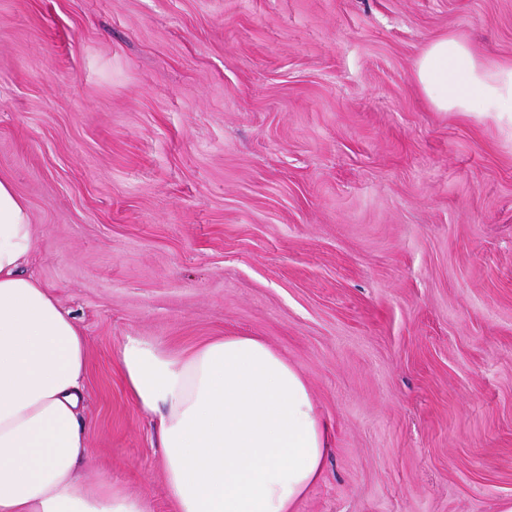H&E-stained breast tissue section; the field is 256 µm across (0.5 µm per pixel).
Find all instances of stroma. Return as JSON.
Masks as SVG:
<instances>
[{"instance_id": "35a3bbf8", "label": "stroma", "mask_w": 512, "mask_h": 512, "mask_svg": "<svg viewBox=\"0 0 512 512\" xmlns=\"http://www.w3.org/2000/svg\"><path fill=\"white\" fill-rule=\"evenodd\" d=\"M512 0H0V178L87 342L91 478L173 512L117 355L252 336L327 423L293 512L512 501V127L413 77Z\"/></svg>"}]
</instances>
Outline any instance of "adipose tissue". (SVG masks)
Wrapping results in <instances>:
<instances>
[{"label": "adipose tissue", "mask_w": 512, "mask_h": 512, "mask_svg": "<svg viewBox=\"0 0 512 512\" xmlns=\"http://www.w3.org/2000/svg\"><path fill=\"white\" fill-rule=\"evenodd\" d=\"M414 79L441 112L512 123V62L454 34L430 42ZM27 202L0 179V512H152L147 499L84 474L87 344L34 276ZM119 363L155 415L175 512H292L329 452L301 373L261 340L221 336L173 353L129 340Z\"/></svg>", "instance_id": "obj_1"}]
</instances>
